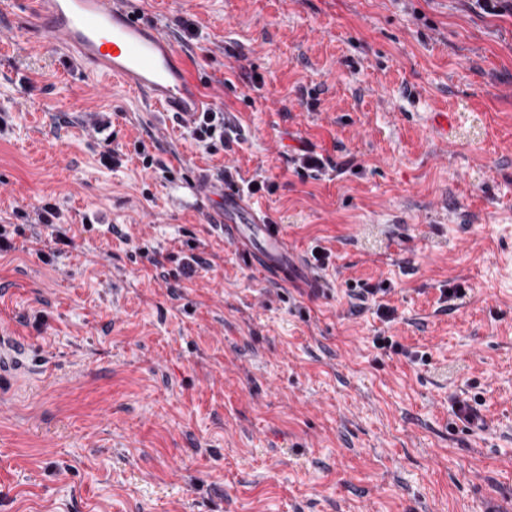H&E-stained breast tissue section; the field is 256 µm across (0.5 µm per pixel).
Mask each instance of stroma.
I'll return each mask as SVG.
<instances>
[{"label": "stroma", "mask_w": 512, "mask_h": 512, "mask_svg": "<svg viewBox=\"0 0 512 512\" xmlns=\"http://www.w3.org/2000/svg\"><path fill=\"white\" fill-rule=\"evenodd\" d=\"M225 115L210 153L0 18V512H482L512 498V13L475 0H133ZM108 112V138L83 123ZM323 155L300 169L295 147ZM114 165L100 161L104 151ZM231 167L290 288L186 184ZM73 239L44 263L25 212ZM207 259L172 280L175 256ZM375 289L349 298L348 284ZM393 309L382 316L379 306ZM464 400L477 426H458ZM34 222L32 225L43 226L51 229L49 243L55 245L63 244L69 246L72 239L67 235V229H64L60 222V214L54 205L46 203L40 207L34 208ZM25 347H21L12 336H5L0 329V377L3 381L8 375L25 367Z\"/></svg>", "instance_id": "35a3bbf8"}]
</instances>
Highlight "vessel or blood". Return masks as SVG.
<instances>
[{
	"label": "vessel or blood",
	"mask_w": 512,
	"mask_h": 512,
	"mask_svg": "<svg viewBox=\"0 0 512 512\" xmlns=\"http://www.w3.org/2000/svg\"><path fill=\"white\" fill-rule=\"evenodd\" d=\"M31 26L58 36L64 46L89 66L93 78L116 82L125 89L151 96L165 112L192 122L209 111L210 102L177 65V51L168 35L144 23L131 0H37ZM188 193L202 200L220 197L213 223L222 226L236 247L267 273L304 288L313 280L288 250L281 225L258 210L250 197L202 175L187 184ZM25 349L0 333V377L24 367Z\"/></svg>",
	"instance_id": "b4317fda"
}]
</instances>
